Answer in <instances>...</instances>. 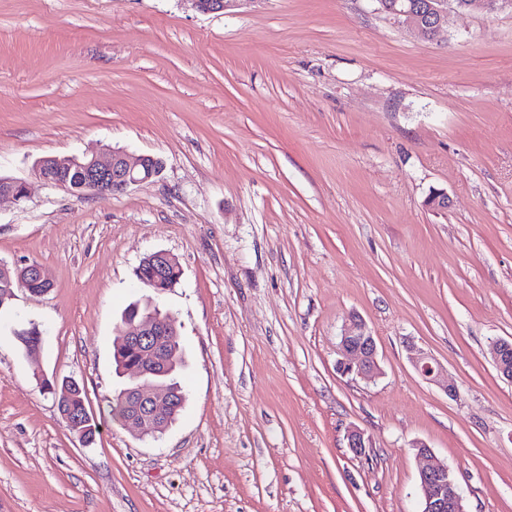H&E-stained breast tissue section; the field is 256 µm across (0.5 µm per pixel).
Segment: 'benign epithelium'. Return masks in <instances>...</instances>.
Instances as JSON below:
<instances>
[{
    "label": "benign epithelium",
    "mask_w": 512,
    "mask_h": 512,
    "mask_svg": "<svg viewBox=\"0 0 512 512\" xmlns=\"http://www.w3.org/2000/svg\"><path fill=\"white\" fill-rule=\"evenodd\" d=\"M195 7L207 13L224 11L235 0H192ZM381 11L395 23L405 27L415 36L432 40L448 24V12H486L491 13L509 7L512 0H378ZM37 172L46 182L68 189V183L61 181L57 170L74 172L86 193L120 192L130 186L146 182L162 170V162L152 156H141L130 160L126 153L112 150L111 158L103 161L98 156L85 154L79 158L44 157L36 164ZM26 183L8 177L0 179V198L8 197L16 202L27 198ZM32 279L41 284L39 288H30L28 292L36 295L47 293L51 282L45 276L42 267L31 262L22 267L10 268L0 265V289L2 300L15 299L14 282ZM178 331L173 319L151 316L131 326L117 344H134L141 349V365L138 369L148 368L155 371L166 363L165 337L176 336ZM339 358L336 369L343 376L371 380L381 374L375 337L359 318H351L342 328L338 344ZM492 363L498 373L512 381V369L508 358L512 355V341L499 339L490 347ZM417 372L426 380L433 382L449 396L457 395L458 389L442 379L439 367L424 352L412 357ZM130 413L126 422L135 425L140 434L164 430L172 409L171 398L159 389L146 385H137L128 390ZM69 429L83 444H88V432L94 429L93 418L87 409H82L75 419L68 421ZM348 448L355 454H361L372 447L365 433L357 428L347 432ZM417 456L425 461L419 471V489L421 512H467L457 479L448 464L435 460L431 448L423 442L413 443Z\"/></svg>",
    "instance_id": "1"
}]
</instances>
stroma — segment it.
I'll list each match as a JSON object with an SVG mask.
<instances>
[{
    "instance_id": "1",
    "label": "stroma",
    "mask_w": 512,
    "mask_h": 512,
    "mask_svg": "<svg viewBox=\"0 0 512 512\" xmlns=\"http://www.w3.org/2000/svg\"><path fill=\"white\" fill-rule=\"evenodd\" d=\"M89 149L164 168L82 197L36 171ZM0 173L28 187L0 200V262L52 283L0 314V512H420L417 441L467 512H512V383L487 355L512 340L511 9L425 41L377 0H0ZM155 251L181 269L160 305L186 402L153 439L107 409ZM354 316L372 381L336 370ZM42 377L84 386L94 445ZM412 359V363L417 370V372L424 377L427 381L436 383L441 387V389L451 397H455L457 395L458 389L453 383H448L442 379V373L438 366L433 364V360L431 357L426 355L422 351H417Z\"/></svg>"
}]
</instances>
